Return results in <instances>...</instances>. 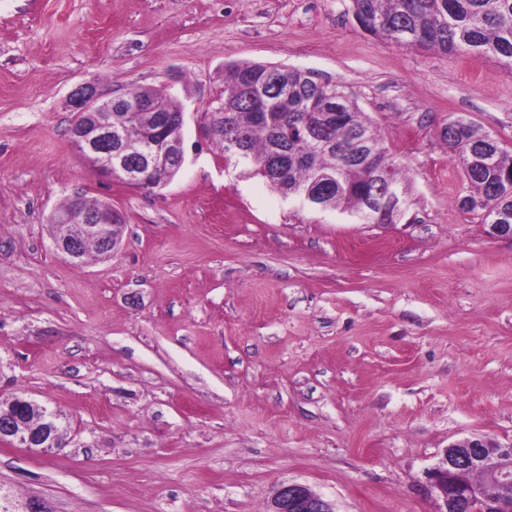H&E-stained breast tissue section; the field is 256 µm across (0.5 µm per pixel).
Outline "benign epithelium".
Here are the masks:
<instances>
[{
    "label": "benign epithelium",
    "mask_w": 512,
    "mask_h": 512,
    "mask_svg": "<svg viewBox=\"0 0 512 512\" xmlns=\"http://www.w3.org/2000/svg\"><path fill=\"white\" fill-rule=\"evenodd\" d=\"M112 99H103L91 86L79 88L72 99L73 111L92 119L71 129V139L81 154L96 162V173L125 184L144 179L146 174L172 163L185 162L183 135H175L153 147L112 152ZM84 193L69 197L66 212H54L50 223L66 228L56 237L55 248L71 260L81 257L86 243L102 246V254L116 246L113 231L119 220L112 205L94 210L84 205ZM7 414L0 415V442L18 448L51 449L58 446L60 428L56 413L25 396L5 403ZM432 487L443 502L442 512H512L504 499L512 497V443L500 445L482 437L459 440L445 449L442 458L430 470ZM269 512H334L331 502L306 485H280L271 500Z\"/></svg>",
    "instance_id": "obj_1"
}]
</instances>
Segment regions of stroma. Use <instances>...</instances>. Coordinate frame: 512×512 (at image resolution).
I'll use <instances>...</instances> for the list:
<instances>
[{
    "label": "stroma",
    "instance_id": "obj_1",
    "mask_svg": "<svg viewBox=\"0 0 512 512\" xmlns=\"http://www.w3.org/2000/svg\"><path fill=\"white\" fill-rule=\"evenodd\" d=\"M240 61L344 85L410 212L311 210L192 121L151 192L73 147L78 87L165 86L199 114ZM457 118L512 148V70L382 42L351 0H0V402L67 428L46 454L0 443V489L47 512H268L300 483L336 512H439L449 444L512 443V240L456 203ZM75 191L120 214L109 257L56 251Z\"/></svg>",
    "mask_w": 512,
    "mask_h": 512
}]
</instances>
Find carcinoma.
<instances>
[{"label":"carcinoma","mask_w":512,"mask_h":512,"mask_svg":"<svg viewBox=\"0 0 512 512\" xmlns=\"http://www.w3.org/2000/svg\"><path fill=\"white\" fill-rule=\"evenodd\" d=\"M362 28L387 42L444 55L470 53L512 67V0H351ZM146 111L128 116L112 104V125L121 141L144 143L157 117L179 111L163 89L138 87ZM223 117L205 111L212 143L224 159L250 168L286 197L334 210L362 224H395L412 205L409 187L391 160L374 124L345 86L322 82L310 71L239 62L225 68L216 95ZM470 194L461 209L483 224H512V151L491 134L461 118L443 132ZM395 187L400 211L392 219L371 211L378 185Z\"/></svg>","instance_id":"1"}]
</instances>
